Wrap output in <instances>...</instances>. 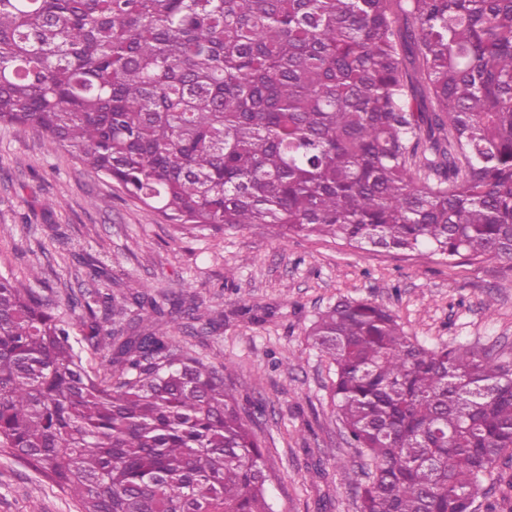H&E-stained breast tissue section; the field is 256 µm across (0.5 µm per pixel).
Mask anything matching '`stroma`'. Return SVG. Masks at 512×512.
Wrapping results in <instances>:
<instances>
[{
	"instance_id": "1",
	"label": "stroma",
	"mask_w": 512,
	"mask_h": 512,
	"mask_svg": "<svg viewBox=\"0 0 512 512\" xmlns=\"http://www.w3.org/2000/svg\"><path fill=\"white\" fill-rule=\"evenodd\" d=\"M103 268L89 278L82 259ZM42 271L36 290L63 304L69 291L156 298L223 313L178 316L181 346L222 369L265 450L276 512H358L337 460L363 471L331 401L333 371L309 337L340 299L392 310L425 345L455 342L512 361V264H449L429 249H356L339 238L282 235L270 224L183 228L126 196L27 126L0 125V275ZM251 311L241 314L240 303ZM479 512H512V459L486 481ZM0 512H77L32 466L0 452Z\"/></svg>"
}]
</instances>
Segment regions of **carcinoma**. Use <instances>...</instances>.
Instances as JSON below:
<instances>
[{
  "mask_svg": "<svg viewBox=\"0 0 512 512\" xmlns=\"http://www.w3.org/2000/svg\"><path fill=\"white\" fill-rule=\"evenodd\" d=\"M0 124L174 224L512 262V0H0ZM100 292L0 275V449L80 512H275L219 371ZM80 325L81 337L74 326ZM309 336L369 460L360 512H476L512 451V364L340 300Z\"/></svg>",
  "mask_w": 512,
  "mask_h": 512,
  "instance_id": "1",
  "label": "carcinoma"
}]
</instances>
